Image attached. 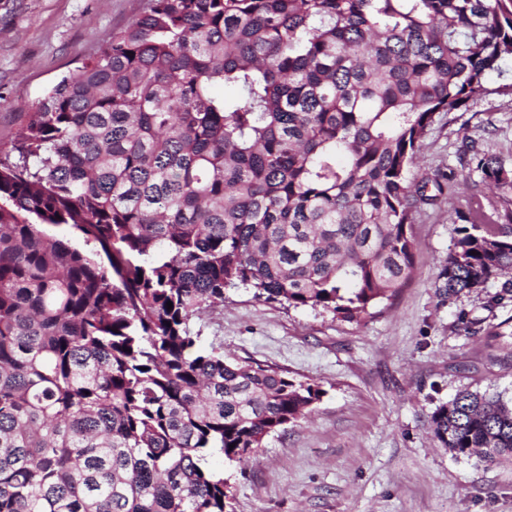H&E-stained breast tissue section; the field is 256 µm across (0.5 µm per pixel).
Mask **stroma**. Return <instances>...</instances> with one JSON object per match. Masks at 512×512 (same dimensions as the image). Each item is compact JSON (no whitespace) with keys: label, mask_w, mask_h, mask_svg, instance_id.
I'll return each mask as SVG.
<instances>
[{"label":"stroma","mask_w":512,"mask_h":512,"mask_svg":"<svg viewBox=\"0 0 512 512\" xmlns=\"http://www.w3.org/2000/svg\"><path fill=\"white\" fill-rule=\"evenodd\" d=\"M147 0H0V149L62 76L92 59ZM512 166V96L489 95L442 115L427 131L418 175L428 202L414 213V272L360 322L288 309L239 288L194 319L203 347L315 383L307 418L267 436L247 462L210 459L234 512H512V465L456 456L431 428L435 409L462 389L512 402V355L467 335L460 313L498 323L486 293L448 300L438 275L459 215H496L499 192L470 165L471 149Z\"/></svg>","instance_id":"1"}]
</instances>
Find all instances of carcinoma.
Masks as SVG:
<instances>
[{"label":"carcinoma","mask_w":512,"mask_h":512,"mask_svg":"<svg viewBox=\"0 0 512 512\" xmlns=\"http://www.w3.org/2000/svg\"><path fill=\"white\" fill-rule=\"evenodd\" d=\"M508 58L512 0H149L54 83L0 160V512H232L208 457L250 459L322 390L224 360L192 319L239 286L344 321L393 298L424 134L512 95L487 83ZM472 160L512 195L495 153ZM506 202L462 218L448 298L498 281L487 307L512 303ZM484 332L512 351V317ZM432 425L512 461L498 396Z\"/></svg>","instance_id":"carcinoma-1"}]
</instances>
